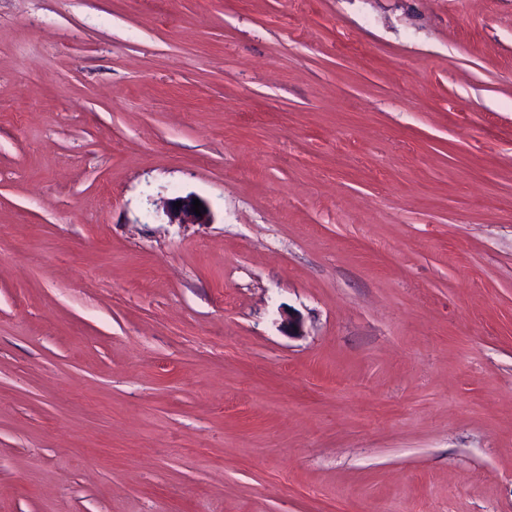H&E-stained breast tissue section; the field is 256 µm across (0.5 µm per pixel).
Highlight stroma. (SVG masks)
I'll return each instance as SVG.
<instances>
[{
  "label": "stroma",
  "mask_w": 512,
  "mask_h": 512,
  "mask_svg": "<svg viewBox=\"0 0 512 512\" xmlns=\"http://www.w3.org/2000/svg\"><path fill=\"white\" fill-rule=\"evenodd\" d=\"M0 512H512V0H0ZM194 199H198L203 205V208H200L202 216H198L192 211V202H194ZM177 201H181V207L175 206V202ZM165 213L170 223L173 224H207L210 222V212L206 203L193 194L175 196L168 199L165 205Z\"/></svg>",
  "instance_id": "35a3bbf8"
}]
</instances>
